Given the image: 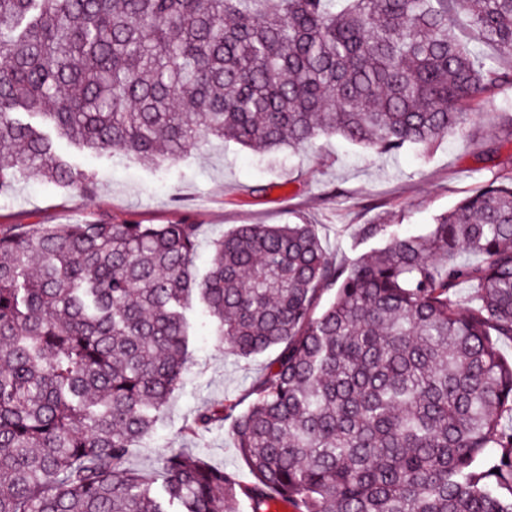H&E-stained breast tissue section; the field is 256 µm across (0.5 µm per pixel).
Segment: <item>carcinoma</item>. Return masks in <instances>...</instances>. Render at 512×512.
Here are the masks:
<instances>
[{"instance_id": "carcinoma-1", "label": "carcinoma", "mask_w": 512, "mask_h": 512, "mask_svg": "<svg viewBox=\"0 0 512 512\" xmlns=\"http://www.w3.org/2000/svg\"><path fill=\"white\" fill-rule=\"evenodd\" d=\"M504 85L512 0H0V195L30 169L94 185L21 110L145 164L211 138L391 157ZM198 240L188 220L0 225V512H512L511 173L423 234L362 225L382 245L349 266L313 224H241L199 280ZM195 297L224 350L277 354L247 407L189 428H226L250 479L175 451L164 502L124 462L181 385Z\"/></svg>"}]
</instances>
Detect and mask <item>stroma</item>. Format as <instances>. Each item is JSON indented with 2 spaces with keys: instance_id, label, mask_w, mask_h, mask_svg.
Returning <instances> with one entry per match:
<instances>
[{
  "instance_id": "35a3bbf8",
  "label": "stroma",
  "mask_w": 512,
  "mask_h": 512,
  "mask_svg": "<svg viewBox=\"0 0 512 512\" xmlns=\"http://www.w3.org/2000/svg\"><path fill=\"white\" fill-rule=\"evenodd\" d=\"M512 85L495 92L490 104L473 108L468 134L383 161L334 138H322L299 151L269 156L234 142L214 140L191 147L175 159L147 165L119 151L82 152L61 145L77 168L95 173L92 193L61 189L41 178L18 177L0 197V224H199L194 272L209 267L212 245L241 224H312L336 261L358 255L352 244L360 225H401L425 233L435 216L482 187L495 174L512 170ZM496 143L494 160L484 151ZM193 325L190 359L182 384L159 413L153 430L128 457L129 468L161 474L170 450L203 455L211 465L248 477L223 428L190 434L204 406L224 397L245 396L273 359V352L250 358L227 353L209 334L200 307Z\"/></svg>"
}]
</instances>
